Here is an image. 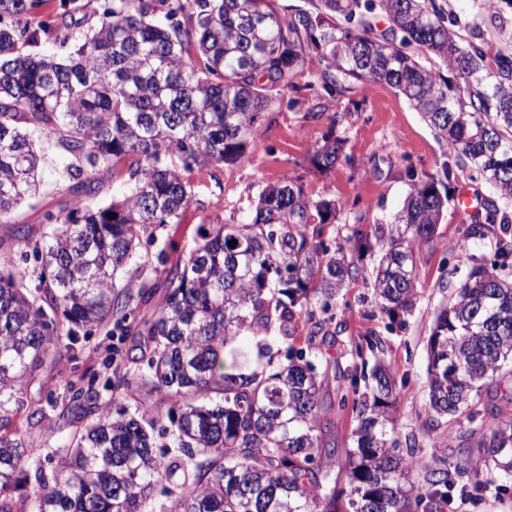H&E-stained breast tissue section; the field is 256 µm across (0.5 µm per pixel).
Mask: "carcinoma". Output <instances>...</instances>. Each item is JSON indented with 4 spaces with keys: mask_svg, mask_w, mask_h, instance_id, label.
I'll return each instance as SVG.
<instances>
[{
    "mask_svg": "<svg viewBox=\"0 0 512 512\" xmlns=\"http://www.w3.org/2000/svg\"><path fill=\"white\" fill-rule=\"evenodd\" d=\"M41 0H0V224L36 195L38 154L32 136L54 138L76 193L69 209L48 212L34 241L16 234L39 263L28 287L12 258L0 257V412L13 390L61 347L108 322L135 336L134 367L105 388L132 398L162 393V416L143 401L98 410V397L73 391L68 413L84 424L70 434L52 481L14 499L29 449L19 430L0 426V512H341L336 481L345 478L348 512H433L453 493L464 496L512 484V387L497 407L489 388L512 378V282L495 266L512 259V217L489 200L470 216V240L494 249V262L472 261L465 282L439 309L427 341V388L438 418L459 423V444L431 438L424 484L412 481L411 455L397 452L390 410L396 380L365 356L382 350L375 334L348 349L354 447L339 452L324 403L334 346L319 336L321 313L336 290L372 270L381 309L393 320L417 299L416 252L435 234L449 186L428 175L393 221L373 233L352 230L357 258L338 256L323 240L336 223L333 200H314L285 177L261 185L246 221L218 220L184 258L155 275L130 266L142 237L179 224L194 202L185 172L237 161L255 145L272 90H294L318 55L317 81L330 96L340 80L381 82L418 112L437 139L475 170L503 200L512 199V59L489 57L464 41L457 22L428 0H365L389 19L377 33L353 5L320 0L315 14L290 18L275 0H105L97 25L78 27L83 0H59L52 22L16 27ZM411 46L440 58L457 81L426 68ZM340 143L316 151L335 166ZM124 182L119 200L92 202L97 174ZM115 217L110 218L108 214ZM235 245H229V242ZM163 290L159 309L141 306ZM312 324L297 348L299 322ZM286 362L269 373L271 340ZM251 340L257 360L240 346ZM162 487L168 504L155 510Z\"/></svg>",
    "mask_w": 512,
    "mask_h": 512,
    "instance_id": "1",
    "label": "carcinoma"
}]
</instances>
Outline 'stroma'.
Instances as JSON below:
<instances>
[{"label": "stroma", "instance_id": "obj_1", "mask_svg": "<svg viewBox=\"0 0 512 512\" xmlns=\"http://www.w3.org/2000/svg\"><path fill=\"white\" fill-rule=\"evenodd\" d=\"M434 3L445 17L456 16L467 27H479L484 48L512 56V0H501L493 15L484 10V0ZM310 68V73L297 78V90L279 95L265 111L256 145L244 158L188 172L193 205L181 223L161 227L153 240L143 242L136 261L148 270L158 268V258L171 240L180 253H188L196 245L201 226L216 216L228 224L241 221L254 207L259 185L285 176L299 180L313 199L336 201L338 219L325 226L323 238L331 250L346 255L353 227L368 231L374 224L388 221L425 175L451 164L448 208L433 241L417 253L419 285L412 310L389 321L380 311L372 276L361 275L346 282L337 295L328 325L344 346L369 333L382 338L379 357L399 382L395 404L398 436H412L417 441L412 450L416 463L413 479L419 482L430 454L426 428L433 417L426 388L427 340L437 309L455 293L471 264L468 254L457 249L467 220L458 209L457 197L462 190H469L480 206L495 193L476 171L455 167L454 156L394 88L350 79L340 94L329 97L321 87H310V74L319 65L314 62ZM316 105L321 108L317 118L312 115ZM329 139L339 140L342 150L336 165L321 171L314 166L313 155L317 146ZM35 147L42 157L40 194L15 211L12 223L0 224V257H16L18 268L33 285L38 282L37 264L20 260L24 245L16 236V227L26 225L31 237L40 238L46 228L45 213L59 212L73 200L69 182L57 165L55 140L38 139ZM130 344V338L113 335L111 326L98 327L91 335L80 337L73 351L62 352L34 379L16 388L15 398L26 406H46L44 418L36 424L27 423L25 409L9 415L11 423L25 432V443L31 449L24 465L28 476L22 487L24 495L40 490L39 474L53 470L47 455L62 452L68 444L72 431L66 410L70 386L93 387L99 390L101 400H108L111 393L103 384L116 367L112 353Z\"/></svg>", "mask_w": 512, "mask_h": 512}]
</instances>
